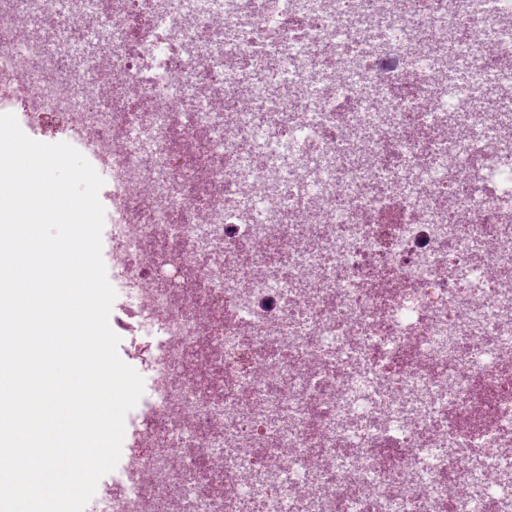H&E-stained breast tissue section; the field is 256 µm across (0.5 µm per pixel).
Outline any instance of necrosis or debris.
<instances>
[{"label":"necrosis or debris","mask_w":512,"mask_h":512,"mask_svg":"<svg viewBox=\"0 0 512 512\" xmlns=\"http://www.w3.org/2000/svg\"><path fill=\"white\" fill-rule=\"evenodd\" d=\"M69 5L52 48L14 31L55 0H0V77L122 145L144 390L101 512H512V8Z\"/></svg>","instance_id":"1"}]
</instances>
